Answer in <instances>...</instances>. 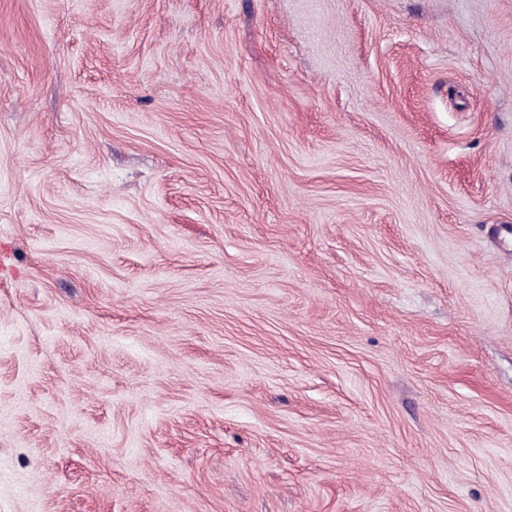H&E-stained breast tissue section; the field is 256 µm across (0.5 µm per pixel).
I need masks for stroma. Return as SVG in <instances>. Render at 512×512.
<instances>
[{
    "label": "stroma",
    "instance_id": "1",
    "mask_svg": "<svg viewBox=\"0 0 512 512\" xmlns=\"http://www.w3.org/2000/svg\"><path fill=\"white\" fill-rule=\"evenodd\" d=\"M0 512H512V0H0Z\"/></svg>",
    "mask_w": 512,
    "mask_h": 512
}]
</instances>
